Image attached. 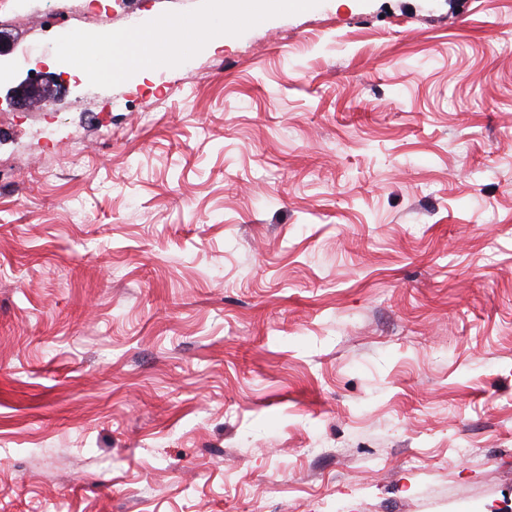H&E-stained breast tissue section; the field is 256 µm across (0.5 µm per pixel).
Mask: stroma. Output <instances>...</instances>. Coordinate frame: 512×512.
I'll use <instances>...</instances> for the list:
<instances>
[{"label": "stroma", "instance_id": "1", "mask_svg": "<svg viewBox=\"0 0 512 512\" xmlns=\"http://www.w3.org/2000/svg\"><path fill=\"white\" fill-rule=\"evenodd\" d=\"M0 86V512H495L512 499V0H321ZM200 0H92L108 31ZM67 91L60 77L44 72H29L27 76L12 86L6 98L15 107H26L34 103V99H53Z\"/></svg>", "mask_w": 512, "mask_h": 512}]
</instances>
